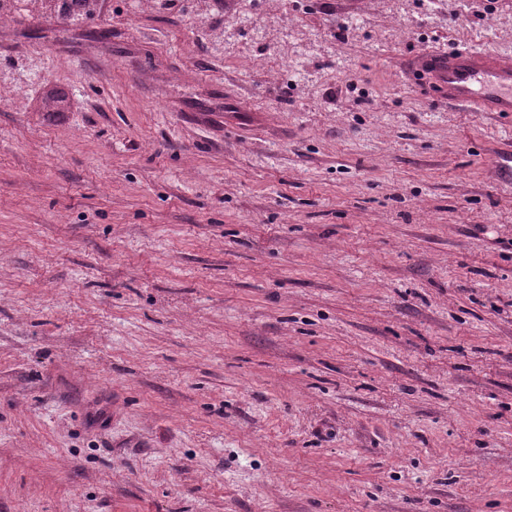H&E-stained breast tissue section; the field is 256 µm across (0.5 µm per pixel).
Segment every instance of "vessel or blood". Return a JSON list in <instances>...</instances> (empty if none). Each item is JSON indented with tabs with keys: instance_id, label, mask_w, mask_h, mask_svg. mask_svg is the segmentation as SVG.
Returning <instances> with one entry per match:
<instances>
[{
	"instance_id": "1",
	"label": "vessel or blood",
	"mask_w": 512,
	"mask_h": 512,
	"mask_svg": "<svg viewBox=\"0 0 512 512\" xmlns=\"http://www.w3.org/2000/svg\"><path fill=\"white\" fill-rule=\"evenodd\" d=\"M422 86L474 112H512V59L458 49L418 59Z\"/></svg>"
}]
</instances>
